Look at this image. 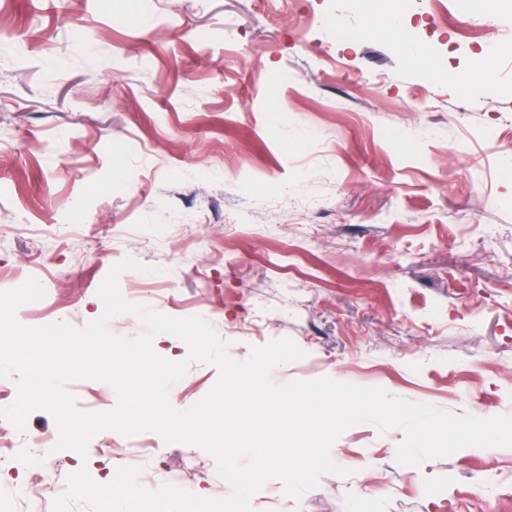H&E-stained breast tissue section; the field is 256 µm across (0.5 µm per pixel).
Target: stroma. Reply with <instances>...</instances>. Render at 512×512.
Here are the masks:
<instances>
[{
  "label": "stroma",
  "instance_id": "1",
  "mask_svg": "<svg viewBox=\"0 0 512 512\" xmlns=\"http://www.w3.org/2000/svg\"><path fill=\"white\" fill-rule=\"evenodd\" d=\"M339 0H0V276L45 281L35 314L81 328L118 262L151 267L144 305L198 316L233 360L290 339L302 358L270 381L329 378L457 415L512 417V101L479 103L434 82L383 29L338 39L320 22ZM408 17L439 65L471 69L496 49L512 85V0L489 16L424 0ZM152 349L187 362L172 404L220 380L186 342ZM76 411L103 415L107 382L64 385ZM92 435L37 474L0 465V512H32L17 485L39 481L44 512L87 471L95 484L141 467L140 484L228 495L216 458L165 442L118 454ZM405 433L361 423L330 446L302 498L267 479L250 512H512V446L395 460Z\"/></svg>",
  "mask_w": 512,
  "mask_h": 512
}]
</instances>
